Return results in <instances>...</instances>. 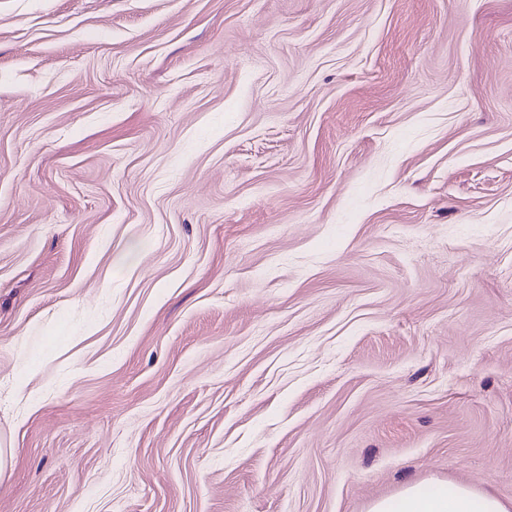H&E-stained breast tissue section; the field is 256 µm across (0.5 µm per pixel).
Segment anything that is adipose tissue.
I'll list each match as a JSON object with an SVG mask.
<instances>
[{"label": "adipose tissue", "instance_id": "1", "mask_svg": "<svg viewBox=\"0 0 512 512\" xmlns=\"http://www.w3.org/2000/svg\"><path fill=\"white\" fill-rule=\"evenodd\" d=\"M367 512H512V504L468 485L432 477L373 500Z\"/></svg>", "mask_w": 512, "mask_h": 512}]
</instances>
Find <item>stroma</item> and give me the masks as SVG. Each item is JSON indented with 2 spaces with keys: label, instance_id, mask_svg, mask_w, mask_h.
<instances>
[{
  "label": "stroma",
  "instance_id": "stroma-1",
  "mask_svg": "<svg viewBox=\"0 0 512 512\" xmlns=\"http://www.w3.org/2000/svg\"><path fill=\"white\" fill-rule=\"evenodd\" d=\"M0 512L512 501V0H0ZM511 505L472 487L429 478L403 485L394 495L373 500L367 512H510Z\"/></svg>",
  "mask_w": 512,
  "mask_h": 512
}]
</instances>
